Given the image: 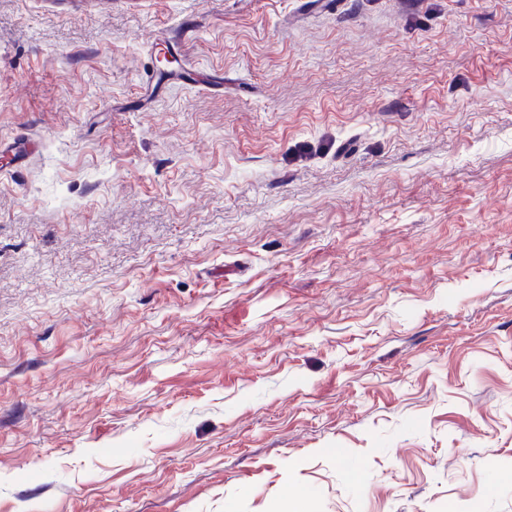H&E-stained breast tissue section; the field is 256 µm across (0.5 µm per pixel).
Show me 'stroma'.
<instances>
[{
	"mask_svg": "<svg viewBox=\"0 0 512 512\" xmlns=\"http://www.w3.org/2000/svg\"><path fill=\"white\" fill-rule=\"evenodd\" d=\"M0 139V512H512V0H0Z\"/></svg>",
	"mask_w": 512,
	"mask_h": 512,
	"instance_id": "35a3bbf8",
	"label": "stroma"
}]
</instances>
